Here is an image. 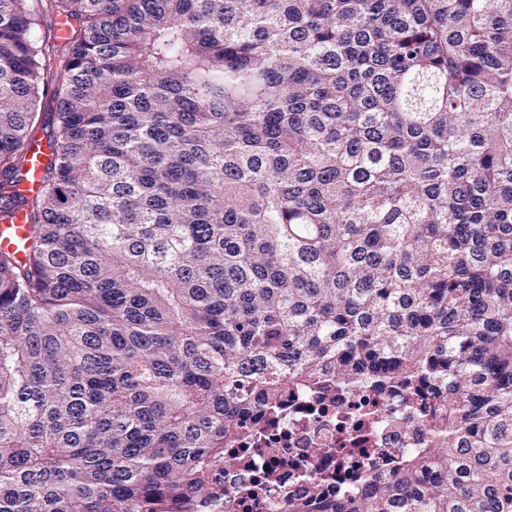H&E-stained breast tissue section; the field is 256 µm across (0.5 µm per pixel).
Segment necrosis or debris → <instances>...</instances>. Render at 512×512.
Returning <instances> with one entry per match:
<instances>
[{"label": "necrosis or debris", "instance_id": "obj_1", "mask_svg": "<svg viewBox=\"0 0 512 512\" xmlns=\"http://www.w3.org/2000/svg\"><path fill=\"white\" fill-rule=\"evenodd\" d=\"M285 403L282 414L265 423L258 444L224 472L232 512H283L288 500L305 499L303 485L292 480L298 468L318 484L322 497L335 496L339 486L361 485L372 462H396L402 449L425 442V423L417 414L378 434L364 429L354 438L341 428L339 417L361 422L366 411L381 406L372 391H340L331 398L296 395Z\"/></svg>", "mask_w": 512, "mask_h": 512}]
</instances>
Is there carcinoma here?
I'll use <instances>...</instances> for the list:
<instances>
[{
    "label": "carcinoma",
    "instance_id": "1",
    "mask_svg": "<svg viewBox=\"0 0 512 512\" xmlns=\"http://www.w3.org/2000/svg\"><path fill=\"white\" fill-rule=\"evenodd\" d=\"M16 202L0 512H228L224 448L291 389L425 412L320 512H512V0H0ZM48 152L44 140H37L32 145L30 158L33 159V163L28 166L18 184L21 195L28 196L39 188L44 168L48 163ZM29 225L25 210L16 206L11 217L0 220V250L13 252L17 259L24 260Z\"/></svg>",
    "mask_w": 512,
    "mask_h": 512
}]
</instances>
